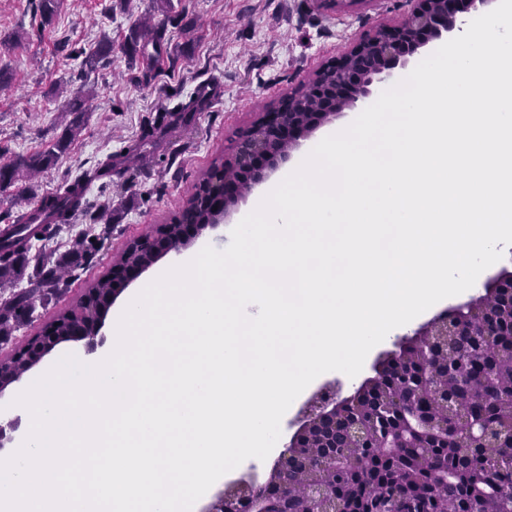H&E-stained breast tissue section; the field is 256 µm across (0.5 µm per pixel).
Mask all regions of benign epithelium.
Masks as SVG:
<instances>
[{"label":"benign epithelium","instance_id":"7a95c632","mask_svg":"<svg viewBox=\"0 0 512 512\" xmlns=\"http://www.w3.org/2000/svg\"><path fill=\"white\" fill-rule=\"evenodd\" d=\"M490 0H417V7L400 22L383 24L372 35L355 42L344 54L332 60L315 74L306 94L313 95L317 107L310 112L296 111L292 107L299 93H290L258 120L244 129L239 137L236 152L224 160V179L214 180L212 190L224 194V209L216 223L222 224L230 216L239 199L259 185L278 162L290 156L301 146L318 126L354 107L370 95V86L376 80L389 78L395 68L407 62L420 47L432 39L453 31L459 18L487 5ZM207 224H183L180 235L169 237L163 233L148 242L137 240L146 250V257L136 262H119L112 265V294L98 304L89 324L62 336L52 337V342L36 349L31 365H36L48 352L61 343H81L87 351L96 350L105 316L117 297L139 279L155 262L170 252H179L204 230ZM512 291V271L506 269L488 277L483 292L470 300L451 306L436 314L414 332L413 338L423 350L448 352L449 338L466 331L472 336L494 335L493 325L484 318L503 289ZM383 363L375 365L376 375L364 380L355 392L339 398L341 384L333 381L322 386L308 400L299 416L289 422L295 428L288 445L280 452L266 481L256 483L247 475L217 491L202 512H273L272 498L283 488V478L290 458L307 447L312 434L323 423H334L336 418L349 415L358 406L359 396L378 388ZM371 433L370 418L360 413L353 422L350 436L363 441ZM472 439L493 441L492 430L479 420L467 426L461 447L466 448ZM453 512L452 505L444 504L439 510L438 499L431 490L421 492L417 500L405 505L385 500L373 494L364 505L363 512Z\"/></svg>","mask_w":512,"mask_h":512}]
</instances>
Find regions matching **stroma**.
<instances>
[{"instance_id":"stroma-1","label":"stroma","mask_w":512,"mask_h":512,"mask_svg":"<svg viewBox=\"0 0 512 512\" xmlns=\"http://www.w3.org/2000/svg\"><path fill=\"white\" fill-rule=\"evenodd\" d=\"M59 0L51 25L40 23L33 0H0V70L10 75L0 92V155L46 150L61 134L62 98L85 91L82 53L102 36L122 43L140 27L142 51L128 60L114 51L93 85L83 129L56 165L32 183L0 191V226L14 223L42 196L77 184L86 213L33 254H64L96 213L111 209L112 228L75 278L37 308L0 359L36 335L59 310L109 274L127 245L152 233L188 206L215 158L230 156L241 130L288 93L300 91L330 60L381 24H394L413 0H364L343 10L320 0ZM96 352L64 343L25 373L39 379L62 357L96 363L112 348L109 328Z\"/></svg>"}]
</instances>
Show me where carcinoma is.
I'll return each mask as SVG.
<instances>
[{
  "label": "carcinoma",
  "mask_w": 512,
  "mask_h": 512,
  "mask_svg": "<svg viewBox=\"0 0 512 512\" xmlns=\"http://www.w3.org/2000/svg\"><path fill=\"white\" fill-rule=\"evenodd\" d=\"M57 0H38L41 24L51 23L57 12ZM114 47L107 36L85 54L82 67L91 74L110 58ZM89 96L72 97L64 111L74 118L63 130L51 148L27 156H18L0 162V190L13 186L25 176H33L53 166L68 150L87 111ZM82 192L73 185L62 193L42 199L34 211L24 213L15 224L0 229V340L13 338V333L32 318L36 303L58 292V283L66 273L74 271L91 255L89 236H80L70 250L58 258L51 254L37 258L39 275L28 281L25 288H15L27 264V253L33 239L50 240L61 231V224L82 212ZM209 219L203 204L193 210H183L167 225L174 235L179 225L194 221L203 224ZM88 303L80 299L72 308L54 319L55 330L61 331L83 322ZM500 334L476 340L472 336H458L453 341V354L448 365L455 373L459 405L464 415L481 418L501 428L502 438L496 448H460L456 431L457 421L448 427V442L440 443L433 454L427 456L420 448H404L399 459L390 462L381 456L376 438H369L357 446L350 439L348 424L336 422V431H320L317 440L322 444L325 457L350 455L354 466L350 470L338 469L327 476L329 491L336 494V507L347 498L369 495L384 487L386 493L399 495L418 481L439 482L442 492L459 512H481V498L492 496L501 512H512V390L501 385L512 374V330L500 320ZM430 359L419 350L410 348L393 358L384 367L380 386L397 393H408L419 409L429 410L438 406V398L425 390V376ZM312 464L305 454L293 459L288 473V512H295L298 502L295 495L301 492Z\"/></svg>",
  "instance_id": "cac0c4a2"
}]
</instances>
